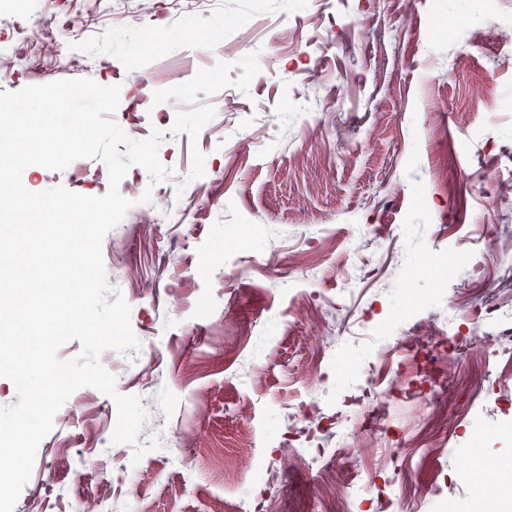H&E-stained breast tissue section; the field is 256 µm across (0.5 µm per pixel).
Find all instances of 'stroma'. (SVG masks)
<instances>
[{"instance_id":"stroma-1","label":"stroma","mask_w":512,"mask_h":512,"mask_svg":"<svg viewBox=\"0 0 512 512\" xmlns=\"http://www.w3.org/2000/svg\"><path fill=\"white\" fill-rule=\"evenodd\" d=\"M496 8L486 17L481 0H222L179 14L172 0H126L119 25L97 0H25L9 32L17 45L56 22L33 83L84 78L81 68L53 66L70 45L98 53L102 74L121 88L104 120L120 123L144 90L157 94L168 118L157 156L169 174L155 184L130 166L138 181L128 191L185 209L188 221L143 226L132 209L127 231L102 242L108 284L129 305L141 346L97 360L118 393L140 398L145 428L162 420L166 436L135 458L134 445L112 440L113 398L77 389L40 442L15 512H59L65 500L74 512H237L260 464L279 473L274 512H324L327 499L337 512H394L388 496L368 505L345 495L350 473L376 471L379 450L363 446L361 431L324 484L289 465L278 445L307 394L304 374L322 336L318 297L337 304L342 326L390 327L326 366L318 404L333 420L351 381L365 382L374 368L399 370L402 389L423 381L401 345L409 331L423 332L422 346L437 352L439 334L454 332L468 354L481 344L467 330L475 308L506 294L495 285L499 215L477 194L460 206L432 177L451 140L461 147L462 184L479 185L493 160L512 156V0ZM451 20L465 40L448 35ZM311 39L322 54L297 50ZM32 82L0 72V92ZM305 83L316 86L307 115L292 103ZM228 89L238 97L233 112L224 109ZM105 167L81 158L61 171L40 168L24 186L82 194L83 172ZM263 224L280 255L266 253ZM450 251L465 265L481 260L485 283L466 274L441 283L433 268ZM354 264L363 269L356 292L337 293V270ZM288 277L301 288L293 301L281 288ZM464 400L449 383L432 421L435 447L412 473L400 443L417 406L393 411L398 449L377 480L406 475L411 512H475L483 503L459 471L472 424L483 429L487 458L512 460V439L500 434L512 398L490 395L471 422L459 415Z\"/></svg>"}]
</instances>
